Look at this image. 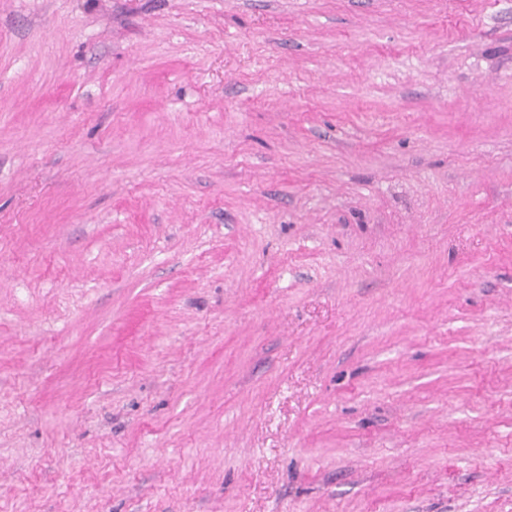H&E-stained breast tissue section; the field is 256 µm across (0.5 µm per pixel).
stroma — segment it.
Listing matches in <instances>:
<instances>
[{
  "label": "stroma",
  "mask_w": 512,
  "mask_h": 512,
  "mask_svg": "<svg viewBox=\"0 0 512 512\" xmlns=\"http://www.w3.org/2000/svg\"><path fill=\"white\" fill-rule=\"evenodd\" d=\"M0 512H512V0H0Z\"/></svg>",
  "instance_id": "35a3bbf8"
}]
</instances>
